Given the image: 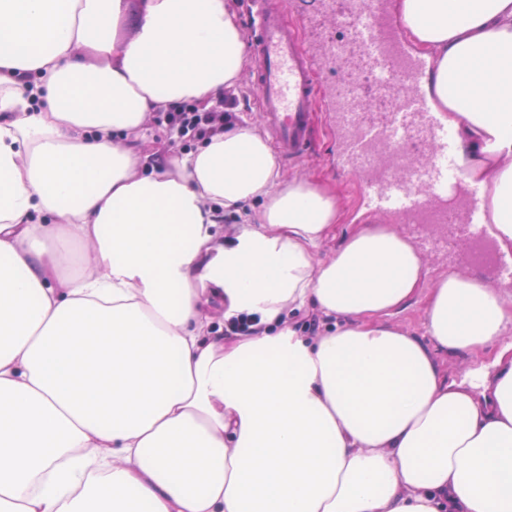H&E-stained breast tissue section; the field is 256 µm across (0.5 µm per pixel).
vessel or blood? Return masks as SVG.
Instances as JSON below:
<instances>
[{"mask_svg":"<svg viewBox=\"0 0 512 512\" xmlns=\"http://www.w3.org/2000/svg\"><path fill=\"white\" fill-rule=\"evenodd\" d=\"M246 7L255 34L252 81L259 90V113L273 147L286 159H299L310 148L315 126V60L297 27L288 23L284 6L246 0ZM348 34L363 46L371 84L389 100L390 112L375 125L357 93L334 102L343 168L361 177L376 211L399 217L428 251L447 249L453 227L470 246L466 264L492 265L511 275L512 261L499 259L485 242L478 188L467 190L465 210L457 208L464 161L429 100L427 63L404 47L387 0H360Z\"/></svg>","mask_w":512,"mask_h":512,"instance_id":"1","label":"vessel or blood"}]
</instances>
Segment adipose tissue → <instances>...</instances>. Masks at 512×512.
Segmentation results:
<instances>
[{
  "instance_id": "obj_1",
  "label": "adipose tissue",
  "mask_w": 512,
  "mask_h": 512,
  "mask_svg": "<svg viewBox=\"0 0 512 512\" xmlns=\"http://www.w3.org/2000/svg\"><path fill=\"white\" fill-rule=\"evenodd\" d=\"M389 7L510 253L512 0ZM246 64L231 0H0V512H512V292L427 284L392 224L320 257L336 193L250 126L149 165L148 116ZM490 348L479 389L441 365ZM394 321L405 331L421 334L424 322L422 304L413 303L405 311L397 315Z\"/></svg>"
}]
</instances>
